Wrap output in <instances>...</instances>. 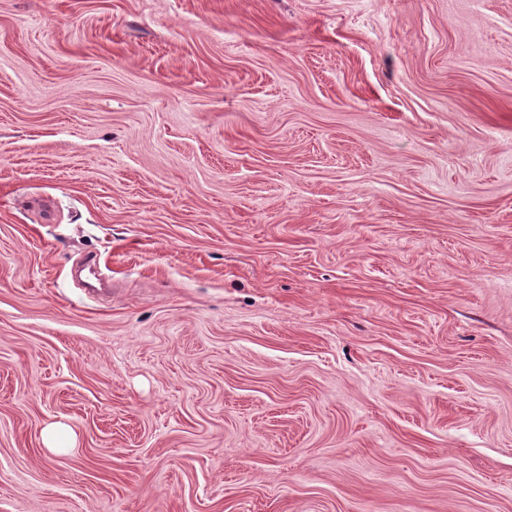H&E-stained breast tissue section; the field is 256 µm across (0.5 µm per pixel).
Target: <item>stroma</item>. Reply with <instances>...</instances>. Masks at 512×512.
I'll return each mask as SVG.
<instances>
[{"label": "stroma", "instance_id": "obj_1", "mask_svg": "<svg viewBox=\"0 0 512 512\" xmlns=\"http://www.w3.org/2000/svg\"><path fill=\"white\" fill-rule=\"evenodd\" d=\"M0 512H512V0H0Z\"/></svg>", "mask_w": 512, "mask_h": 512}]
</instances>
